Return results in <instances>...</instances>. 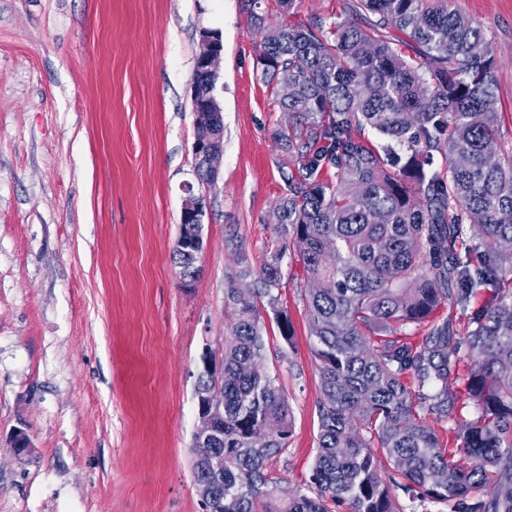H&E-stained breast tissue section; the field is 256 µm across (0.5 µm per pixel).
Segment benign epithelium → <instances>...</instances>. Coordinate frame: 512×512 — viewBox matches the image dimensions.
I'll return each instance as SVG.
<instances>
[{
	"instance_id": "7a95c632",
	"label": "benign epithelium",
	"mask_w": 512,
	"mask_h": 512,
	"mask_svg": "<svg viewBox=\"0 0 512 512\" xmlns=\"http://www.w3.org/2000/svg\"><path fill=\"white\" fill-rule=\"evenodd\" d=\"M223 52L219 33L204 30L200 33L199 52L195 61L192 78V103L195 117L202 118L200 131L194 134L192 152L194 168L210 173V180L217 177L216 161L223 154L224 116L214 90L218 79L217 64ZM208 212L204 195L187 198L182 206L183 224L193 225L194 239L199 243L195 252L196 263H201L204 252V217Z\"/></svg>"
}]
</instances>
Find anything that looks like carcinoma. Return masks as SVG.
<instances>
[{
	"instance_id": "1",
	"label": "carcinoma",
	"mask_w": 512,
	"mask_h": 512,
	"mask_svg": "<svg viewBox=\"0 0 512 512\" xmlns=\"http://www.w3.org/2000/svg\"><path fill=\"white\" fill-rule=\"evenodd\" d=\"M365 13L377 16L363 22ZM261 34L262 81L295 88L278 99L293 116L276 133L292 170L280 199L282 244L255 274L246 259L229 277L235 322L220 371L196 394L211 428L194 435V479L208 512H400L412 500L454 512H512V141L501 136L496 60L480 25L448 0H356L352 17L270 26ZM403 35L396 41L385 34ZM415 55H406L402 46ZM369 128L381 146L352 135ZM336 170V180L322 178ZM469 231L479 265L455 253ZM293 247L315 337L322 398L310 483L280 503L270 462L288 449V399L265 368L264 315L290 341L280 305L282 262ZM190 245L173 261L195 279ZM495 302L464 335L435 331L420 345L398 335L478 288ZM465 354L478 416L458 451L443 447L425 415L448 418V376ZM412 375L431 394L413 395Z\"/></svg>"
}]
</instances>
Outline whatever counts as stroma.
<instances>
[{"label": "stroma", "mask_w": 512, "mask_h": 512, "mask_svg": "<svg viewBox=\"0 0 512 512\" xmlns=\"http://www.w3.org/2000/svg\"><path fill=\"white\" fill-rule=\"evenodd\" d=\"M349 0H0V512H202L193 477L203 354L224 357L234 312L227 279L260 270L280 242L286 193L275 133L289 117L260 79L267 24L347 18ZM479 22L497 60L496 108L512 131V0H448ZM224 52L215 96L224 152L197 182L191 79L200 31ZM206 195L202 270L184 287L172 251L188 194ZM283 341L268 323L265 367L288 398L292 434L272 465L284 492L305 485L317 453L318 362L288 252ZM493 300L445 305L408 327L463 335ZM462 359L448 380L444 445L477 414ZM30 440L27 455L16 433Z\"/></svg>", "instance_id": "obj_1"}]
</instances>
